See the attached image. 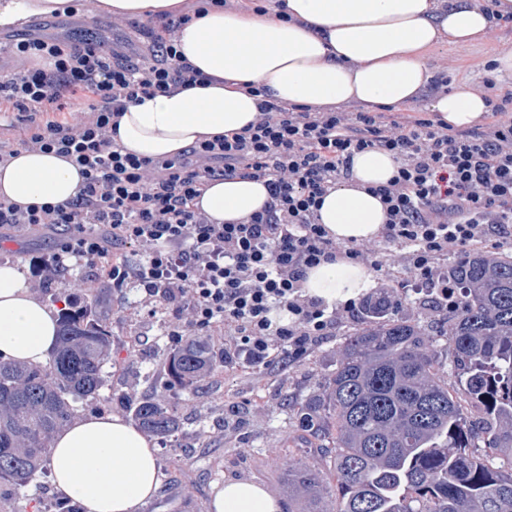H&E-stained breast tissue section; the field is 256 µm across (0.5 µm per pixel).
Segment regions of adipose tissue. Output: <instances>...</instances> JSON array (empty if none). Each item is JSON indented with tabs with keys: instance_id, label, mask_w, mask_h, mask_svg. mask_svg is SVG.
Instances as JSON below:
<instances>
[{
	"instance_id": "1",
	"label": "adipose tissue",
	"mask_w": 512,
	"mask_h": 512,
	"mask_svg": "<svg viewBox=\"0 0 512 512\" xmlns=\"http://www.w3.org/2000/svg\"><path fill=\"white\" fill-rule=\"evenodd\" d=\"M72 0H0V29L34 15L64 11ZM288 17L216 9L182 25L177 48L187 63L217 77L172 96L129 105L117 131L126 151L142 158L174 157L206 136L254 123L259 100L239 83L267 87L274 98L318 108L355 101L371 108L402 107L421 96L433 78L428 50L446 42L465 48L482 42L512 16V0L484 9L478 0H285ZM181 0H99L119 18L177 14ZM449 130L482 124L485 93L462 82L428 101ZM397 161L386 151L355 153L349 179L326 194L319 222L340 244L376 239L386 220L371 187L387 183ZM83 182L77 165L52 152L20 151L0 167V196L21 206L74 198ZM263 182L247 178L211 181L197 207L218 224L237 223L263 208ZM372 285L366 265L324 262L307 270L308 297L333 307ZM57 316L12 265L0 266V360L45 363L56 342ZM48 467L53 484L85 512H139L159 489L157 450L134 424L115 415H89L53 439ZM212 512H281L280 501L251 481L228 480Z\"/></svg>"
}]
</instances>
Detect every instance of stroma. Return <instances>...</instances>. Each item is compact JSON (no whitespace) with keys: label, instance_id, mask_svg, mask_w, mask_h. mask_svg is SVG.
<instances>
[{"label":"stroma","instance_id":"35a3bbf8","mask_svg":"<svg viewBox=\"0 0 512 512\" xmlns=\"http://www.w3.org/2000/svg\"><path fill=\"white\" fill-rule=\"evenodd\" d=\"M91 7V0H84L78 15L32 16L27 25L38 36H101L110 45L124 46L129 54L147 46L150 30L158 25L154 19L117 21L107 14L99 25H89L85 19ZM503 48H512V23L503 25L493 39L462 51L440 45L426 62L434 76H447L449 85L464 80L480 84L486 77L485 62ZM59 238L56 231L0 237V264L15 265L34 290L53 286L52 278L36 272L34 262L50 256ZM364 248L367 261L381 265L373 273L371 293L411 281L403 249L379 238ZM424 297V292L408 291L402 297V313L435 335L445 326L450 310L425 302ZM100 310L112 326L104 397L79 402V416L112 414L131 419L126 397L134 392L141 397L165 395L180 420L175 436L154 441L160 488L141 512H210L215 490L232 479L263 485L280 500L282 512H294L296 502L288 496L285 479L288 456L323 473L330 466L318 440L298 426L295 413L335 370L346 334L363 326L362 317L337 311L330 336L310 346L290 367L255 369L243 359L231 358L188 390L172 384L164 367L180 337L192 333L179 320L173 303L136 287L126 288L120 296L105 289L100 293ZM71 508L53 484L40 481L19 492L0 480V512H70Z\"/></svg>","mask_w":512,"mask_h":512}]
</instances>
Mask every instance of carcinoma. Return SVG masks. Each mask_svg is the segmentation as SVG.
Masks as SVG:
<instances>
[{
  "instance_id": "cac0c4a2",
  "label": "carcinoma",
  "mask_w": 512,
  "mask_h": 512,
  "mask_svg": "<svg viewBox=\"0 0 512 512\" xmlns=\"http://www.w3.org/2000/svg\"><path fill=\"white\" fill-rule=\"evenodd\" d=\"M448 281L459 302L443 345L396 315L402 300L365 304L366 325L298 411L301 429L331 444L336 481L323 509L326 476L289 460L300 512H512V254H467L448 265ZM98 304L85 291L68 299L48 362L0 361V478L19 489L48 469L74 403L103 398L112 328ZM223 362L207 337L188 336L166 369L190 389ZM133 415L161 438L179 427L162 396L134 398Z\"/></svg>"
}]
</instances>
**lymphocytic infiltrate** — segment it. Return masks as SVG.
Listing matches in <instances>:
<instances>
[{"instance_id": "obj_1", "label": "lymphocytic infiltrate", "mask_w": 512, "mask_h": 512, "mask_svg": "<svg viewBox=\"0 0 512 512\" xmlns=\"http://www.w3.org/2000/svg\"><path fill=\"white\" fill-rule=\"evenodd\" d=\"M222 4L185 0L183 12L167 19L136 58L94 38L75 44L21 34L0 44V55L25 63L0 70V105L38 119L20 146L0 140V166L22 149L52 151L84 177L78 195L64 203L24 207L1 196L0 229H63L45 267L60 272L79 264L115 288L132 283L165 295L201 336L233 326L234 351L264 368L279 357L299 359L329 335L336 314L305 294V273L339 257L362 260L363 250L338 247L317 211L323 196L349 178L355 153L380 149L399 163L387 184L371 189L386 211L382 239L405 249L410 271L438 301L455 305L439 258L453 248L467 251L489 225L512 224V86L486 81L487 121L452 133L424 108L396 118L362 107L311 109L244 83L241 91L260 99L257 122L203 138L175 158L124 151L115 135L129 104L207 83L182 60L175 36ZM235 177L264 181L269 199L244 222L213 223L193 201L209 181ZM277 307L291 322L271 319Z\"/></svg>"}]
</instances>
